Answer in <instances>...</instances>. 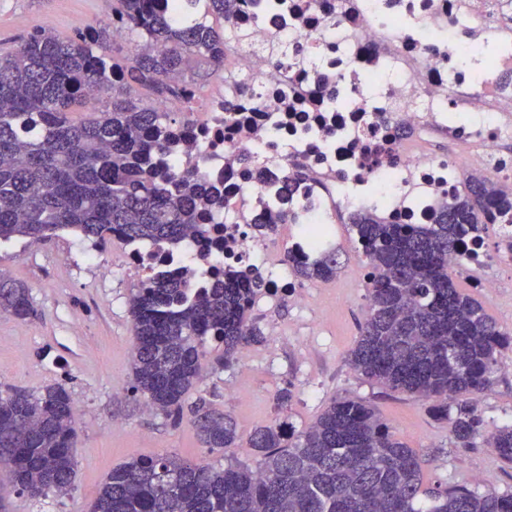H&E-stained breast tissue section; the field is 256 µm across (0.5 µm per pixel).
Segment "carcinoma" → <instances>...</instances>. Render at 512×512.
<instances>
[{
  "mask_svg": "<svg viewBox=\"0 0 512 512\" xmlns=\"http://www.w3.org/2000/svg\"><path fill=\"white\" fill-rule=\"evenodd\" d=\"M227 0H112V25L76 40L41 29L0 53V241H43L59 230L102 244L161 248L186 230L208 232L203 195L165 167L172 150L177 81L187 68L224 73V112L238 111L247 81L227 61L246 50L224 29ZM131 36L125 64L111 51L110 27ZM111 92L96 116L88 92ZM431 224H406L351 212L368 268V303L348 354L351 368L381 388L431 402L452 419L456 446L483 435L475 396L493 384L497 355L512 343L481 304L456 287L448 258L488 229L487 217L512 225V185L472 175ZM336 251L293 260L294 276L336 279ZM0 313L35 314L30 288L0 272ZM260 271H232L190 296L180 279L153 275L129 300L132 389L155 413L182 421L186 396L201 380L213 342L227 367L263 332L250 319L265 294ZM76 403L63 386L0 389V465L31 498L71 494L76 475ZM190 423L209 455L238 442L236 420L201 398ZM275 421L249 437L250 463L191 461L174 454L133 457L112 469L90 512H512V494L465 484L424 483L421 457L367 402L335 399L311 426L289 433ZM512 464V427L486 434Z\"/></svg>",
  "mask_w": 512,
  "mask_h": 512,
  "instance_id": "cac0c4a2",
  "label": "carcinoma"
}]
</instances>
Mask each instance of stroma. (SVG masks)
<instances>
[{"mask_svg":"<svg viewBox=\"0 0 512 512\" xmlns=\"http://www.w3.org/2000/svg\"><path fill=\"white\" fill-rule=\"evenodd\" d=\"M111 14V6L100 0H0V51L43 25L76 37L86 32L88 21L102 26ZM336 235L342 269L334 281L321 287L300 283L301 304L291 297L260 300L252 317L263 332L262 342L247 346L229 368L203 364L199 393H210L215 407L230 413L239 426L242 441L232 456L251 460L246 439L255 427L280 418L302 429L334 399L350 395L374 405L397 436L419 451L427 482L512 493V467L484 438L469 448L455 447L451 423L435 417L428 403L387 392L350 367L347 355L367 304V270L348 225L337 224ZM127 256L121 242L96 246L67 231L38 244L0 242V270L30 288L37 310L26 321L0 314V388L61 383L81 403L72 494L33 500L6 483L0 495L10 512H89L112 468L131 457H205L189 423L176 425L153 414L132 393L129 299L134 284L124 272ZM487 275L499 283L491 294L474 286ZM452 276L503 332L512 333V261L482 269L460 267ZM285 388L293 399L281 412L276 396ZM242 390L248 400L239 398ZM477 410L486 429L512 425V345L502 349L493 384L479 396Z\"/></svg>","mask_w":512,"mask_h":512,"instance_id":"1","label":"stroma"}]
</instances>
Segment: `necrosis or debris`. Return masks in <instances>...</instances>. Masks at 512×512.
I'll return each instance as SVG.
<instances>
[{"mask_svg": "<svg viewBox=\"0 0 512 512\" xmlns=\"http://www.w3.org/2000/svg\"><path fill=\"white\" fill-rule=\"evenodd\" d=\"M226 24L253 49L238 62L252 93L235 120L224 87L178 131L172 162L217 190L230 209L210 208L209 234L188 233L164 250L132 247L126 275H188L190 292L228 269L271 272L268 298L288 288L284 253L334 248L336 209L373 208L426 224L471 171L512 180V0H229ZM348 106L337 109V99ZM443 133L460 145L439 149ZM299 162L308 187L289 190ZM297 224L281 255L247 216Z\"/></svg>", "mask_w": 512, "mask_h": 512, "instance_id": "1", "label": "necrosis or debris"}]
</instances>
